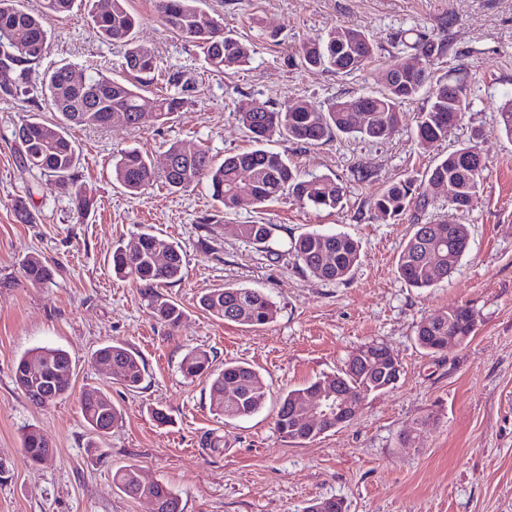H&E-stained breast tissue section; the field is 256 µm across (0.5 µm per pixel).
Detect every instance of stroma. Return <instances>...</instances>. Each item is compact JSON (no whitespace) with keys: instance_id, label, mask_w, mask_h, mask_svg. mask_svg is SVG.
<instances>
[{"instance_id":"obj_1","label":"stroma","mask_w":512,"mask_h":512,"mask_svg":"<svg viewBox=\"0 0 512 512\" xmlns=\"http://www.w3.org/2000/svg\"><path fill=\"white\" fill-rule=\"evenodd\" d=\"M138 18L137 38L152 48L157 94L174 93L180 78L186 103L173 122L137 128L114 120L103 128L71 127L78 176L91 192L87 213L54 178L30 182L21 173L15 126L27 103L0 99V461L10 473L0 481V512H153L113 483L132 465L144 479L166 483L183 512H304L317 498H337L346 512H512V140L499 130V111L512 99V0H203L224 28L252 51L248 66L214 71L193 43L173 32L156 0H127ZM339 25L362 29L375 55L351 74L304 68L303 42ZM442 34L450 49L431 65L433 79L464 83L468 112L434 149L423 150L412 130L426 96L403 104L399 131L381 143L334 137L301 147L280 137L267 141L301 174H328L344 190L342 209L304 207L288 197L226 212L216 251L198 247L202 216L215 202L207 184L177 192L157 179L128 196L112 182V160L138 148L162 166L170 143L209 148L216 161L250 149L237 122L239 103L277 108L301 98L317 105L355 98L381 87L387 67L407 59L400 39ZM123 49L96 35L88 0L54 20L46 56L32 82L48 68L68 64L83 75L125 77ZM464 145L485 162L472 209L460 215L471 231L469 253L448 280L410 287L397 259L415 225L448 213V193L411 207L400 220H381L374 200L391 183L418 178L435 160ZM363 166L372 176L351 179ZM31 197L36 221L14 211ZM275 225L280 243L305 231L345 232L361 245L351 278L324 282L296 267L292 256L257 251L237 234L240 224ZM149 230L177 242L185 275L164 293L179 303L176 328L156 320L139 288L117 277L113 248ZM40 255L55 270L46 288L26 285L25 257ZM224 286L256 288L277 306L275 319L251 328L202 311L197 298ZM466 305L477 318L472 340L438 353L415 342L417 325L448 308ZM118 340L138 353L146 369L137 391L92 361ZM386 345L401 374L393 389L371 393L349 424L294 443L277 434L279 398L288 390L344 370L356 348ZM55 347L72 357L69 395L33 406L14 382L12 367L28 350ZM207 350L214 368L251 364L271 397L258 413L227 421L214 415L209 380H185L180 363L192 348ZM101 388L122 420L95 438L80 412L85 390ZM169 421L157 423L154 410ZM47 435L51 460L30 462L21 448L24 427ZM223 447H210L213 437Z\"/></svg>"}]
</instances>
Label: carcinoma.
<instances>
[{"mask_svg":"<svg viewBox=\"0 0 512 512\" xmlns=\"http://www.w3.org/2000/svg\"><path fill=\"white\" fill-rule=\"evenodd\" d=\"M76 0H41L39 9L27 10L19 0H0V70L15 74L13 81L0 84V98L24 99L32 93V66L40 63L46 53L51 34V21L72 11ZM202 0H157V9L167 25L177 34L189 39L202 50L208 64L215 71L240 67L249 63V48L230 33L224 32L220 19L201 8ZM92 21L99 37L124 47L123 67L129 74L116 79L106 74L86 77V84L74 86L68 77L69 65L56 66L43 73L40 96L49 102L62 119L45 121L33 114L14 128L12 135L21 142L17 152L21 167L33 177L49 176L67 191L78 209L89 204L87 190L78 184L76 147L70 138L72 126L103 127L107 113L116 117L132 118L138 107L148 98L146 87L155 70L154 51L139 43L136 37L138 21L126 8V0L92 2ZM411 50L410 57L421 58V69L399 63L382 75V89L356 98H338L328 106H316L304 99H295L278 109H270L255 101L238 105L235 116L250 133L256 147L231 153L224 161L215 163L209 150L199 149L186 155L173 143L167 154L176 158L175 167L164 173L165 182L177 191H187L202 181L207 182L212 198L225 211L239 206L236 188L243 174L251 178V204L262 205L287 195L302 206L324 209L343 207L344 191L329 175H311L303 178L281 154L271 152L262 144L273 135L303 145H316L341 135L379 143L394 135L401 121L402 104L414 100L422 91L428 93V104L418 113L415 136L422 149H432L448 133V123L458 121L469 108L466 90L459 84L432 82L430 66L448 50L445 40L416 37L404 43ZM305 65L336 73H352L364 69L374 55V47L365 33L354 25H339L305 42L301 47ZM157 118L168 122L182 109L184 98L179 94L152 98ZM365 109L363 117L358 111ZM469 146L457 148L437 159L421 180L406 179L389 185L374 201V209L381 219L397 221L411 205L425 207L428 197L421 186L432 182H453L458 187L448 208L455 212L468 210L481 187L482 172L466 167L461 155ZM112 179L134 196L150 187L155 179L152 160L137 148L122 151L114 159ZM206 235L199 239L202 250L214 252L212 245L216 220L204 216L199 221ZM242 240L269 255L277 254L278 241L272 224H240ZM461 245L470 241L468 225L444 217L432 224H417L413 234L403 245L397 262L400 276L415 288H429L448 279L450 271L439 257L448 256V242ZM135 247L125 243L116 245L112 252L115 274L132 281L140 289L153 316L161 323L175 328L183 318V309L159 292V289L183 277L184 261L180 246L150 231L134 237ZM168 253V262L156 264L157 251ZM286 252L294 257L302 272L321 281H346L360 259L359 242L342 232L310 230L290 240ZM24 283L46 287L52 283L53 271L38 255H30L21 266ZM198 303L211 315L226 321L250 327L273 321L277 314L275 303L264 292L246 287L214 288L203 293ZM475 312L468 306H457L443 313V318L425 320L416 333L418 346L428 352H438L448 345V337L468 342L474 332ZM110 360L119 365L120 381L129 390L141 388L144 367L137 353L119 341H113L95 354V361ZM212 359L202 349L188 352L180 364L187 380L201 376L210 378L209 400L212 411L226 420L250 417L259 412L268 398L267 384L251 365L241 362L224 364V369L211 370ZM12 373L17 387L33 404L34 395L45 385H53L61 399L68 394L72 362L70 355L53 347L35 348L13 365ZM348 395L371 394L377 391L379 378L370 375L369 367L348 360L345 370L335 376ZM325 377L292 389L280 398L275 418V431L284 439L302 442L305 431L296 428V403L320 390ZM107 394L99 388L84 392L81 414L87 425L103 436L101 422L108 428L118 425L120 412L114 405L105 404ZM25 456L34 457L49 450L42 432L27 427L21 433ZM137 468L125 466L115 471L113 482L129 497H135ZM152 496L156 512H176L179 498L170 486L156 482Z\"/></svg>","mask_w":512,"mask_h":512,"instance_id":"cac0c4a2","label":"carcinoma"}]
</instances>
